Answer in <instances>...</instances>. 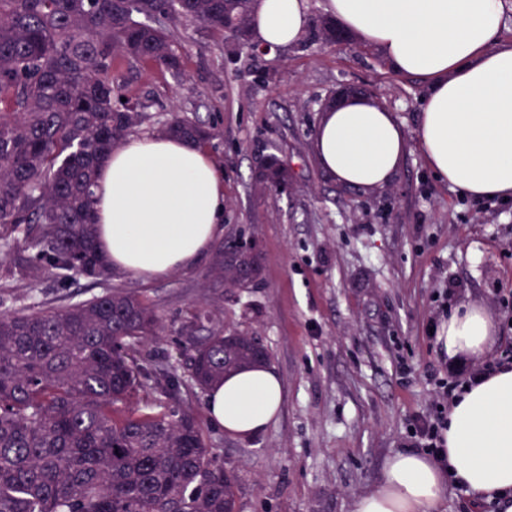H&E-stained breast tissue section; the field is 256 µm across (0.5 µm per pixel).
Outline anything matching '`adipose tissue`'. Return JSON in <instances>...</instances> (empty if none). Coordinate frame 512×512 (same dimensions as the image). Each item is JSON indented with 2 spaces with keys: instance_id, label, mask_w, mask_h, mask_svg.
Wrapping results in <instances>:
<instances>
[{
  "instance_id": "ef3b65f1",
  "label": "adipose tissue",
  "mask_w": 512,
  "mask_h": 512,
  "mask_svg": "<svg viewBox=\"0 0 512 512\" xmlns=\"http://www.w3.org/2000/svg\"><path fill=\"white\" fill-rule=\"evenodd\" d=\"M325 12L358 35L426 95L418 139L427 166L475 199L512 200V39L503 0H324ZM307 0H256L251 38L265 50L301 41ZM407 147L392 112L365 101L331 105L314 138L323 169L361 189L389 184ZM97 245L108 271L159 279L190 269L223 231L224 179L201 148L163 133L134 134L100 163L95 187ZM449 357H478L493 341L484 307L449 309L436 330ZM283 386L267 365L213 385L209 418L250 438L276 419ZM444 446L432 457L397 451L353 512H439L449 483L476 496L512 491V367L466 389L448 412Z\"/></svg>"
}]
</instances>
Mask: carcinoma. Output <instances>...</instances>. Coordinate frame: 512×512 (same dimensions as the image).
Masks as SVG:
<instances>
[{
  "instance_id": "cac0c4a2",
  "label": "carcinoma",
  "mask_w": 512,
  "mask_h": 512,
  "mask_svg": "<svg viewBox=\"0 0 512 512\" xmlns=\"http://www.w3.org/2000/svg\"><path fill=\"white\" fill-rule=\"evenodd\" d=\"M254 0H0V239L24 253L32 286L107 272L95 243L96 171L147 118L113 74L118 60L184 74L174 24L195 21L244 38L254 52ZM336 42L312 23L303 47ZM159 131L204 145L214 121L174 112ZM290 180L279 158L252 187ZM263 264L229 239L206 287L258 286ZM154 306L136 291L108 290L32 312H0V512H236V483L193 409L151 399L166 369L139 346L160 335ZM178 333L201 391L243 367L268 364L254 336L193 310Z\"/></svg>"
}]
</instances>
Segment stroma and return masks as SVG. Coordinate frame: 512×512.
Wrapping results in <instances>:
<instances>
[{"label":"stroma","mask_w":512,"mask_h":512,"mask_svg":"<svg viewBox=\"0 0 512 512\" xmlns=\"http://www.w3.org/2000/svg\"><path fill=\"white\" fill-rule=\"evenodd\" d=\"M345 40L342 51L294 46L232 62L219 34L187 21L176 38L182 82L156 66L114 68L146 106L143 131L174 107L220 128L205 150L224 174V231L256 234L263 274L257 288L220 293L218 303L224 319L266 345L284 388L281 412L261 436L216 428L178 355L182 320L209 295L208 260L163 279L114 273L93 289L80 276L36 289L27 276L0 277V304L13 310L113 288L145 294L165 329L141 350L175 369L180 398L236 477L238 512H352L386 457L411 449L409 425L428 413L435 380L448 372L431 325L463 301L499 323L512 311V200H477L434 176L417 141L422 80L390 72L359 36ZM353 87L392 110L408 139L402 165L379 190L342 186L314 155L324 106ZM269 153L287 166L289 189L258 195L251 175Z\"/></svg>","instance_id":"35a3bbf8"}]
</instances>
